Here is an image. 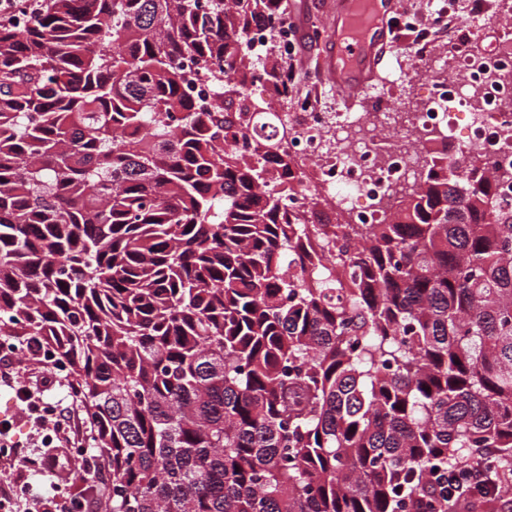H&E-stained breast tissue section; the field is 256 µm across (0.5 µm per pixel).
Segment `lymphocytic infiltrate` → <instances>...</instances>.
<instances>
[{
  "mask_svg": "<svg viewBox=\"0 0 512 512\" xmlns=\"http://www.w3.org/2000/svg\"><path fill=\"white\" fill-rule=\"evenodd\" d=\"M39 374L41 384L35 387L1 370L0 386L14 391L20 412L31 429L51 427L56 430L58 452L48 457L36 455L16 438L12 423L0 422V456L13 461L15 467L8 492L0 494V508L9 507L22 497L28 512H90V501L78 503L73 498L34 488L28 481L31 473L55 469L62 460L82 453L85 433V425L76 411L66 412L46 402L44 390L54 382L47 365H40ZM497 454L494 448L477 449L475 466L449 473L447 512H466L476 491L496 490L512 483V465L499 461Z\"/></svg>",
  "mask_w": 512,
  "mask_h": 512,
  "instance_id": "1",
  "label": "lymphocytic infiltrate"
}]
</instances>
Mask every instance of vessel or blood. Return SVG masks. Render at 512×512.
Returning <instances> with one entry per match:
<instances>
[{
    "label": "vessel or blood",
    "mask_w": 512,
    "mask_h": 512,
    "mask_svg": "<svg viewBox=\"0 0 512 512\" xmlns=\"http://www.w3.org/2000/svg\"><path fill=\"white\" fill-rule=\"evenodd\" d=\"M357 2L336 0L329 14L332 41L319 60L323 75L349 98L363 93L378 79L387 52L396 45L390 19L401 6L400 0H372L369 23L349 35L345 25L355 16Z\"/></svg>",
    "instance_id": "1"
}]
</instances>
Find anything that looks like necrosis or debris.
<instances>
[{
  "label": "necrosis or debris",
  "mask_w": 512,
  "mask_h": 512,
  "mask_svg": "<svg viewBox=\"0 0 512 512\" xmlns=\"http://www.w3.org/2000/svg\"><path fill=\"white\" fill-rule=\"evenodd\" d=\"M429 4L432 13H455L459 33L411 123L396 121L392 85L375 92L385 103L381 112H326L304 99L300 111L288 113L297 177L280 191L296 214L309 215L316 198L350 223H378L413 191V173L424 162L420 141L434 128L448 140L449 161L474 152L489 167H512V25L456 13L449 0Z\"/></svg>",
  "instance_id": "1"
}]
</instances>
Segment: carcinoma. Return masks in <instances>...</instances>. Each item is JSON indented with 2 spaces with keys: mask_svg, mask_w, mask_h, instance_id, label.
I'll return each mask as SVG.
<instances>
[{
  "mask_svg": "<svg viewBox=\"0 0 512 512\" xmlns=\"http://www.w3.org/2000/svg\"><path fill=\"white\" fill-rule=\"evenodd\" d=\"M287 21L272 0L0 13V338L67 369L105 512H439L474 449L512 457L501 175L430 140L380 223L290 214L265 191L290 127L228 142L292 99L247 45Z\"/></svg>",
  "mask_w": 512,
  "mask_h": 512,
  "instance_id": "obj_1",
  "label": "carcinoma"
}]
</instances>
